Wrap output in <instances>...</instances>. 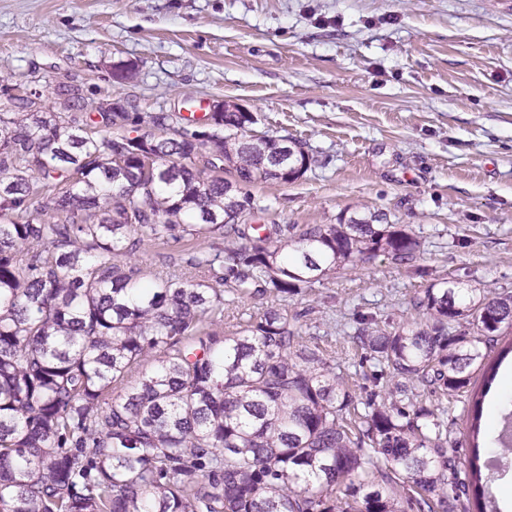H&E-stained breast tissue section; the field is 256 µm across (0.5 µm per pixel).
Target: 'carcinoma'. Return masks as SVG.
Segmentation results:
<instances>
[{"mask_svg":"<svg viewBox=\"0 0 512 512\" xmlns=\"http://www.w3.org/2000/svg\"><path fill=\"white\" fill-rule=\"evenodd\" d=\"M82 90L60 112L0 111V512H497L481 457L483 398L512 342V292L435 288L419 322L362 318L351 384L303 314L268 309L224 335V287L284 301L346 265L414 258L420 241L376 217L244 224L242 186L290 183L302 144L252 134L250 112H95ZM56 191L46 212L36 199ZM200 249L207 281L140 282L135 254ZM471 452L440 409L471 384ZM138 376L121 390L129 373Z\"/></svg>","mask_w":512,"mask_h":512,"instance_id":"1","label":"carcinoma"}]
</instances>
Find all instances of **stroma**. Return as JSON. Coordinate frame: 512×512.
I'll return each mask as SVG.
<instances>
[{
  "label": "stroma",
  "mask_w": 512,
  "mask_h": 512,
  "mask_svg": "<svg viewBox=\"0 0 512 512\" xmlns=\"http://www.w3.org/2000/svg\"><path fill=\"white\" fill-rule=\"evenodd\" d=\"M132 75L116 81L115 63ZM0 79L58 111L68 82L130 112L235 103L254 134L301 141L296 181L247 186L252 224L376 215L422 248L347 267L280 301L224 293V332L303 313L358 380L356 320L405 323L431 284L512 292V9L500 0H0ZM197 242H145L146 281L191 279Z\"/></svg>",
  "instance_id": "35a3bbf8"
}]
</instances>
